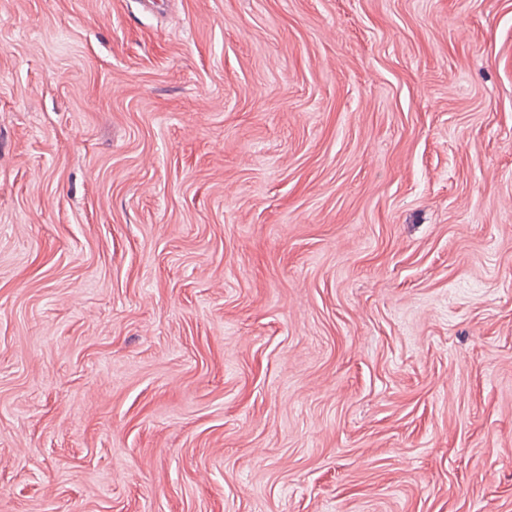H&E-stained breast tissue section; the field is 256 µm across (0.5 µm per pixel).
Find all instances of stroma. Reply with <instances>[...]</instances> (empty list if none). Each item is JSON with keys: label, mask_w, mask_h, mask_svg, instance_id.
Wrapping results in <instances>:
<instances>
[{"label": "stroma", "mask_w": 512, "mask_h": 512, "mask_svg": "<svg viewBox=\"0 0 512 512\" xmlns=\"http://www.w3.org/2000/svg\"><path fill=\"white\" fill-rule=\"evenodd\" d=\"M0 512H512V0H0Z\"/></svg>", "instance_id": "1"}]
</instances>
